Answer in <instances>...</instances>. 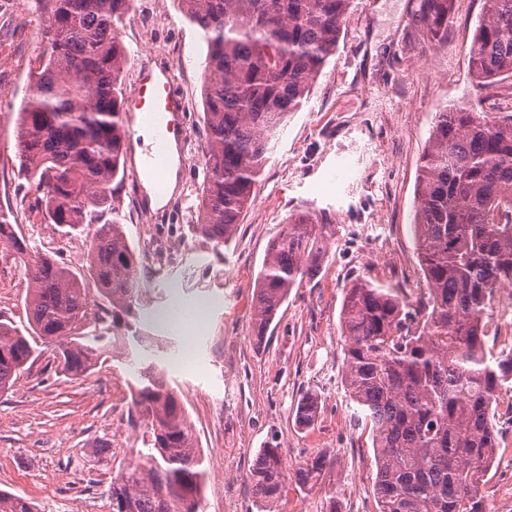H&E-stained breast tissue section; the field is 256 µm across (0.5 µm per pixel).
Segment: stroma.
Listing matches in <instances>:
<instances>
[{"label":"stroma","instance_id":"obj_1","mask_svg":"<svg viewBox=\"0 0 512 512\" xmlns=\"http://www.w3.org/2000/svg\"><path fill=\"white\" fill-rule=\"evenodd\" d=\"M14 0L0 21V203L38 254L85 267L92 230L75 235L45 223L34 186L17 159L18 110L33 92L29 68L42 51L45 17ZM417 0H355L310 96L283 127L232 238L214 248L195 235L204 180L202 32L177 0H133L120 28L128 50L124 93L145 60L171 65L186 104L179 141L186 162L162 204L138 195L135 147L113 185L115 220L141 263L144 332L189 367L164 359L188 424L205 455L204 512H376L370 429L355 425L343 380L340 312L347 288L366 279L415 295L424 281L411 221L419 158L437 112L466 100L494 116L512 114V80L475 87L468 52L483 0H456L448 38L424 42ZM297 216L328 227L319 270L291 291L264 339L253 332L255 278L271 241ZM26 281L10 248L0 249V320L27 329ZM0 392V490L39 512H112V478L138 461L143 419L134 417L124 366L104 357L89 374H63L52 345ZM316 396L318 418L301 429L294 414ZM501 392V431L481 493L490 512H512V416ZM276 441L286 472L322 457L318 484L287 482L281 497L256 498L250 472Z\"/></svg>","mask_w":512,"mask_h":512}]
</instances>
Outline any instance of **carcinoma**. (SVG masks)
I'll use <instances>...</instances> for the list:
<instances>
[{"instance_id": "carcinoma-1", "label": "carcinoma", "mask_w": 512, "mask_h": 512, "mask_svg": "<svg viewBox=\"0 0 512 512\" xmlns=\"http://www.w3.org/2000/svg\"><path fill=\"white\" fill-rule=\"evenodd\" d=\"M47 6L45 47L31 68L35 86L17 118L18 160L35 184L44 219L66 235L95 225L88 275L49 255L25 260L29 246L0 212V242L24 261L28 325L59 346V366L87 375L112 348L135 375L131 401L146 421L141 461L112 479V495L129 512H200L203 459L186 410L161 369L145 363L161 352L136 328L140 266L124 240L112 181L124 165L122 79L126 48L119 37L133 0H36ZM203 31L201 87L207 128L205 179L195 234L214 248L241 223L271 143L338 43L353 0H178ZM454 0H419L415 25L442 42ZM476 86L512 78V0H484L469 48ZM412 226L426 288L415 299L399 288L358 280L341 313L344 384L354 418L371 428L377 512H490L481 484L499 447L493 404L512 391V348L492 352V298L512 287V115L490 117L465 101L436 113L415 190ZM324 224L298 217L269 245L258 273L254 334L263 339L291 290L319 268ZM107 302L105 331L85 342L74 332L90 314L85 277ZM38 351L18 328L0 322V391ZM318 399L296 410L314 424ZM317 456L294 472L301 486L321 478ZM259 499L280 497L288 474L279 448L259 449L251 470ZM0 512H36L29 499L0 490Z\"/></svg>"}]
</instances>
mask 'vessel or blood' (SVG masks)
Masks as SVG:
<instances>
[{"label": "vessel or blood", "mask_w": 512, "mask_h": 512, "mask_svg": "<svg viewBox=\"0 0 512 512\" xmlns=\"http://www.w3.org/2000/svg\"><path fill=\"white\" fill-rule=\"evenodd\" d=\"M127 109L138 117L127 128L128 139L138 138L144 127L151 132V142L140 156L139 167L154 182L163 183L169 147L180 136L179 114L184 110L173 69L141 67L137 92Z\"/></svg>", "instance_id": "b4317fda"}]
</instances>
